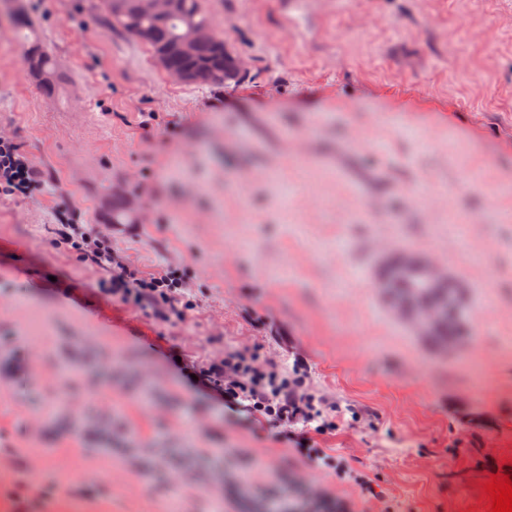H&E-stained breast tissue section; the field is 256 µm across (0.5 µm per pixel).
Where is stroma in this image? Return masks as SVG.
<instances>
[{
    "instance_id": "1",
    "label": "stroma",
    "mask_w": 512,
    "mask_h": 512,
    "mask_svg": "<svg viewBox=\"0 0 512 512\" xmlns=\"http://www.w3.org/2000/svg\"><path fill=\"white\" fill-rule=\"evenodd\" d=\"M203 3L243 66L221 86L169 78L102 0L0 12V138L46 180L0 196V512H265L274 485L282 512L310 488L322 512H488L482 482L512 477V0ZM15 13L58 60L53 93ZM62 212L118 265L178 269L186 320L103 293ZM407 247L469 289L455 346L380 295L379 253ZM230 349L303 361L343 418L316 447L372 492L193 384ZM56 226L57 239L79 257L103 269L111 268L112 241L108 237L95 232L90 233L79 224L62 223Z\"/></svg>"
}]
</instances>
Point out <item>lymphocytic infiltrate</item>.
I'll list each match as a JSON object with an SVG mask.
<instances>
[{"mask_svg":"<svg viewBox=\"0 0 512 512\" xmlns=\"http://www.w3.org/2000/svg\"><path fill=\"white\" fill-rule=\"evenodd\" d=\"M43 186L39 169L20 154L17 145L0 141V195L24 197ZM56 236L79 257L99 267L111 268L112 242L108 237L70 223L59 224ZM181 286L182 280L174 270L146 278L128 269L113 276L105 289L124 302L152 312L161 321L174 323L184 320L191 309L178 293ZM197 382L223 398L229 411L255 420L263 418L284 429L303 422L312 425L318 435L340 427L331 409L309 391L298 365L291 374L283 375L273 368H257L252 355L246 352L229 351L222 362L201 370Z\"/></svg>","mask_w":512,"mask_h":512,"instance_id":"f902f5d3","label":"lymphocytic infiltrate"}]
</instances>
